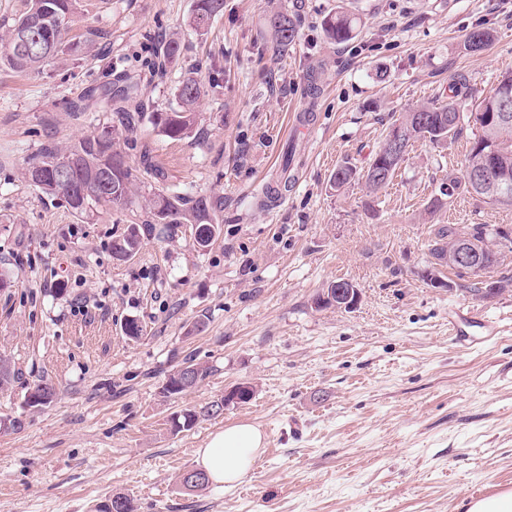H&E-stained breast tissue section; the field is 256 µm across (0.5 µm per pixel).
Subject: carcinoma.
Listing matches in <instances>:
<instances>
[{"label":"carcinoma","mask_w":512,"mask_h":512,"mask_svg":"<svg viewBox=\"0 0 512 512\" xmlns=\"http://www.w3.org/2000/svg\"><path fill=\"white\" fill-rule=\"evenodd\" d=\"M79 0H24L21 13L14 18L0 20V63L20 72L40 73L52 66L62 56L74 50L69 40V32L77 13ZM224 15V0H195L192 11V27L202 33L217 17ZM267 28L271 33L273 48L279 54L288 52L297 38L298 29L295 18L286 10H277L268 15ZM358 25V18L348 13H335L324 19L327 37L343 43L351 39ZM493 33L488 29L470 32L464 47L470 52L488 46ZM182 53V41L170 37L153 49L152 67L164 74ZM120 90L115 92L112 83L107 82L80 97V102L71 103V110L88 112L92 109L112 113V121L98 125L90 134L78 142L61 148L47 143L28 158L24 176L29 180L37 175L41 183L36 185L41 193L56 198L79 216H88L98 208L107 210H130L141 205L145 219L127 226L124 232L112 243L115 256L129 259L140 250L144 237L152 234L154 225L163 224L174 229L180 224H189L194 228V237L201 248L208 247L215 238L213 224L216 223V211L221 203L206 197L187 198L180 194H171L165 188H157L143 196L139 194V177L128 161L126 150L121 144L128 139H120L138 130L148 121L159 132L172 140L189 137L197 122L196 107L203 92L200 78L189 74L176 88L178 107L168 112H151L141 96L139 82L135 76L124 74L116 79ZM506 110L512 113V70L504 72L496 86L477 104L466 120L477 116L480 123H472L477 133L473 134L467 158V167L480 168L488 163L512 179V127L505 126L493 116ZM460 113L457 84L448 85V102L436 107L424 105L407 113L399 126L407 134L405 141L427 138L435 144L448 140V135L461 133L463 126L450 125L449 116ZM399 162L390 163L384 151H378L362 175L365 187L371 194L377 193L391 182L387 178L378 181L374 172L389 169L395 174ZM356 176L348 163L336 166L331 178V187L336 190L349 185ZM86 189L88 193L83 201H78V193ZM467 240L481 243L479 254L472 265L455 268L458 275H472L478 278L473 291L480 288H492L495 285L512 284V276L502 275L494 278L500 265L499 254L491 251L485 244V230L482 224H473L467 231H460L451 224H442L435 229V240L431 253L437 264L444 265L445 247L448 240ZM190 369L187 385L181 384L180 369ZM16 370L11 361L0 357V391L9 389ZM212 373V367L199 363L188 356L179 365V369L169 374L163 394L167 397L181 395L202 384ZM248 393H240L237 401H212L199 408H185L173 414V431L191 429L200 418L217 417L224 411L223 403L246 404L253 398V387L248 383L240 384ZM37 390L44 398L43 405H49L56 396V387L49 379H39L26 388L30 392Z\"/></svg>","instance_id":"carcinoma-1"}]
</instances>
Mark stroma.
<instances>
[{"mask_svg":"<svg viewBox=\"0 0 512 512\" xmlns=\"http://www.w3.org/2000/svg\"><path fill=\"white\" fill-rule=\"evenodd\" d=\"M193 2L81 0L73 31H104L96 49L41 73L0 67V355L17 370L0 418L23 422L0 432V512H103L118 492L140 512H465L474 489L512 484V292L479 298L472 277L444 266V287L421 277L436 225L512 227V207L466 194L427 211L448 176H463L471 127L417 140L377 196L360 180L330 187L338 164L366 170L391 124L447 101L449 84L468 110L512 70V0H224L203 37ZM279 8L298 38L276 57L266 16ZM337 11L361 19L341 44L323 31ZM482 28L493 41L465 51ZM174 32L179 60L150 76L149 44ZM192 69L204 83L193 134L146 124L133 137L169 189L222 201L221 231L202 250L189 227H159L117 259L112 241L132 214L75 216L29 185L25 162L105 121L66 108L105 76L140 72L163 112ZM291 147L294 181L260 204ZM339 279L359 288L357 307L315 309ZM461 313L498 334L456 347L448 323ZM131 319L144 327L134 340ZM188 355L212 375L163 397ZM42 378L56 398L24 408ZM241 382L255 387L250 404L173 432L172 413ZM244 422L265 436L253 470L227 490L180 488L211 434Z\"/></svg>","mask_w":512,"mask_h":512,"instance_id":"35a3bbf8","label":"stroma"}]
</instances>
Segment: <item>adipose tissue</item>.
<instances>
[{
  "label": "adipose tissue",
  "mask_w": 512,
  "mask_h": 512,
  "mask_svg": "<svg viewBox=\"0 0 512 512\" xmlns=\"http://www.w3.org/2000/svg\"><path fill=\"white\" fill-rule=\"evenodd\" d=\"M263 435L254 425L237 423L213 433L196 451L195 464L217 488L236 486L253 468Z\"/></svg>",
  "instance_id": "1"
}]
</instances>
